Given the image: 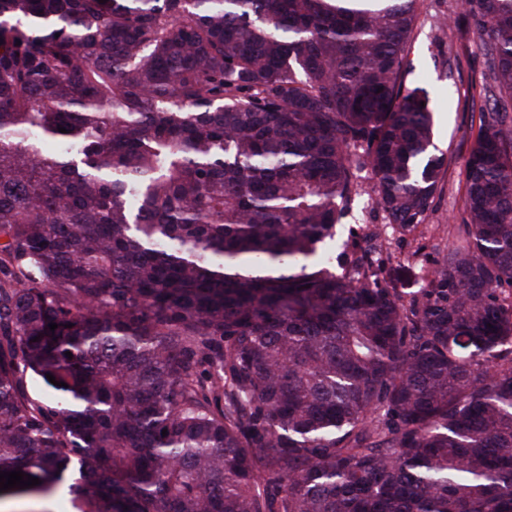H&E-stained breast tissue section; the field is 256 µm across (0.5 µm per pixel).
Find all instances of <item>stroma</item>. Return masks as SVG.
Returning <instances> with one entry per match:
<instances>
[{"instance_id": "obj_1", "label": "stroma", "mask_w": 512, "mask_h": 512, "mask_svg": "<svg viewBox=\"0 0 512 512\" xmlns=\"http://www.w3.org/2000/svg\"><path fill=\"white\" fill-rule=\"evenodd\" d=\"M408 60L411 81L431 94L435 143L448 156L450 166L442 191L415 235L390 242L392 251L411 256L391 272L394 286L406 294L423 288L426 270L434 267L446 250L443 226L461 223L464 218L463 164L478 131L485 64L459 0H421ZM361 184V193L344 220L346 228L359 234L366 225L385 221L384 212L375 204L370 174H363Z\"/></svg>"}]
</instances>
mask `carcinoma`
Segmentation results:
<instances>
[{
    "label": "carcinoma",
    "mask_w": 512,
    "mask_h": 512,
    "mask_svg": "<svg viewBox=\"0 0 512 512\" xmlns=\"http://www.w3.org/2000/svg\"><path fill=\"white\" fill-rule=\"evenodd\" d=\"M418 2L0 0V503L512 512V0L424 287L341 231L448 172ZM360 175L362 176L360 179L361 194L355 198L351 213L343 219L345 236L348 229L356 231V234H362L366 230L367 224H387L384 212L375 204L371 175L367 170L361 172Z\"/></svg>",
    "instance_id": "1"
}]
</instances>
